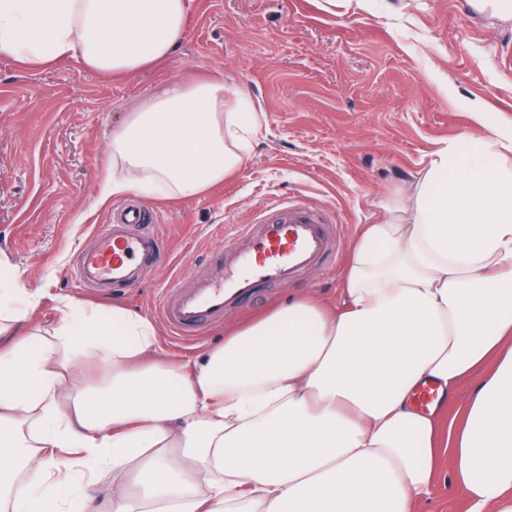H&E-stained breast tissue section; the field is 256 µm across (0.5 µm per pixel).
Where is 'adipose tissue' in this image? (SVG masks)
<instances>
[{"mask_svg": "<svg viewBox=\"0 0 512 512\" xmlns=\"http://www.w3.org/2000/svg\"><path fill=\"white\" fill-rule=\"evenodd\" d=\"M192 7L0 0V55L123 76L171 57ZM262 128L223 81L171 82L113 129L100 196L206 193ZM5 282L0 512H416L446 447L468 512H512V135L436 150L409 204L364 227L340 306L288 301L197 361L119 304L58 296L41 322L47 289Z\"/></svg>", "mask_w": 512, "mask_h": 512, "instance_id": "ef3b65f1", "label": "adipose tissue"}]
</instances>
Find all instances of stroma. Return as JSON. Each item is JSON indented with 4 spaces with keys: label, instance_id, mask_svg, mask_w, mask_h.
Listing matches in <instances>:
<instances>
[{
    "label": "stroma",
    "instance_id": "1",
    "mask_svg": "<svg viewBox=\"0 0 512 512\" xmlns=\"http://www.w3.org/2000/svg\"><path fill=\"white\" fill-rule=\"evenodd\" d=\"M223 80L252 99L264 132L242 168L207 193L144 199L160 212L170 250L136 292L95 295L73 274L77 254L104 224L112 200L99 187L111 164L112 130L167 83ZM481 116H474V109ZM512 133V21L472 10L469 0H193L172 57L112 77L64 59L28 71L0 56V264L29 290L120 303L153 322L171 356L196 359L231 326L271 307L314 296L340 301L356 239L407 199L443 144ZM293 197L329 213L340 258L302 280L174 338L156 310L175 282L214 265L233 227L265 203ZM444 454L433 495L417 512H467Z\"/></svg>",
    "mask_w": 512,
    "mask_h": 512
}]
</instances>
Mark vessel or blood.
I'll return each mask as SVG.
<instances>
[{
    "label": "vessel or blood",
    "instance_id": "b4317fda",
    "mask_svg": "<svg viewBox=\"0 0 512 512\" xmlns=\"http://www.w3.org/2000/svg\"><path fill=\"white\" fill-rule=\"evenodd\" d=\"M157 212L126 202L112 209L107 224L78 254L77 276L85 287L109 291L134 286L143 268L164 258L152 229ZM236 244L216 268L195 277L190 287L168 288L160 302L162 319L177 335L197 332L223 319L264 288L297 280L335 262L340 245L322 211L294 200L265 204L251 223L234 227Z\"/></svg>",
    "mask_w": 512,
    "mask_h": 512
}]
</instances>
